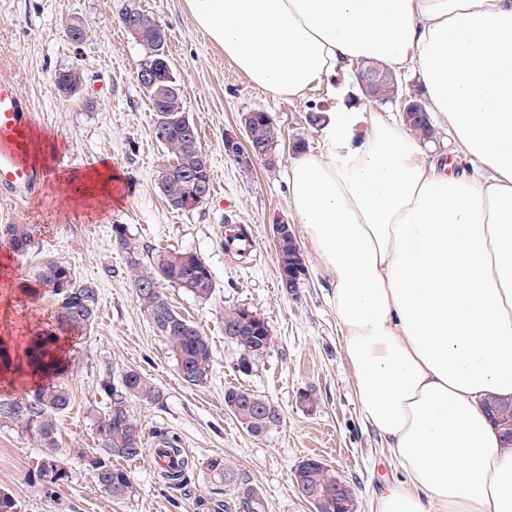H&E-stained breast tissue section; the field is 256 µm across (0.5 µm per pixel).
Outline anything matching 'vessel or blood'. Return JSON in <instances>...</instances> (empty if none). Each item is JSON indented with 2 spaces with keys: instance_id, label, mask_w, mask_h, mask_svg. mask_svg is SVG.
<instances>
[{
  "instance_id": "obj_1",
  "label": "vessel or blood",
  "mask_w": 512,
  "mask_h": 512,
  "mask_svg": "<svg viewBox=\"0 0 512 512\" xmlns=\"http://www.w3.org/2000/svg\"><path fill=\"white\" fill-rule=\"evenodd\" d=\"M34 123L28 101L15 80L0 75V191L32 193L52 179L53 170L33 168L20 159L24 133Z\"/></svg>"
}]
</instances>
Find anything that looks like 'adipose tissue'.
<instances>
[{"instance_id":"obj_1","label":"adipose tissue","mask_w":512,"mask_h":512,"mask_svg":"<svg viewBox=\"0 0 512 512\" xmlns=\"http://www.w3.org/2000/svg\"><path fill=\"white\" fill-rule=\"evenodd\" d=\"M197 27L279 99L328 86L290 204L331 279L366 421L406 478L373 512H512V451L481 401L512 397V0H186ZM375 60L420 78L470 170L425 151L350 82ZM109 167L58 174L111 197Z\"/></svg>"}]
</instances>
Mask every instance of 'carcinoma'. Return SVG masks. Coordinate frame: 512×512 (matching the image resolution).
Wrapping results in <instances>:
<instances>
[{"label":"carcinoma","instance_id":"carcinoma-1","mask_svg":"<svg viewBox=\"0 0 512 512\" xmlns=\"http://www.w3.org/2000/svg\"><path fill=\"white\" fill-rule=\"evenodd\" d=\"M127 17L144 32L139 42L142 57L138 68L153 65L158 58L149 37L153 17L134 2L121 14V18ZM255 119L260 126L258 145L264 155L271 157L268 165L273 166L274 159L278 158V133L268 113L258 111ZM405 123L420 138L435 136V129L428 118L416 120L411 117ZM154 130L156 139L167 153L180 163V172L172 175L160 190L166 201L178 203L180 197L192 191L196 184L206 193H211V170L204 161L193 122H157ZM43 232L44 227L37 224H3L0 226V244L8 245L13 252L25 253ZM112 233L118 246L126 253L136 301L158 335L167 341L182 380L189 385L203 383L208 378L212 362L209 339L170 307L162 285L167 283L198 300H207L215 288L209 266L197 255L179 251H157L145 261L127 236L124 225H112ZM276 250L280 285L287 293L293 294L305 272L304 259L293 232L289 231L277 239ZM29 282L45 289L59 301L56 314L47 323V331L43 332L34 349L26 351L24 363L32 365L41 359H49L57 337L66 335L73 340L92 328L97 319L98 294L90 283L77 281L71 269L55 259H45L34 265ZM224 336L241 351L239 368L242 371L249 370L253 362L266 355L272 342L265 321L240 307L224 310ZM68 370L65 365L53 371L40 386L24 392L21 404L16 407L9 404L8 398H0V427L15 431L39 448L59 447L58 418L69 409L72 401ZM102 391L106 401L102 413L95 416L97 447L80 450V457L94 471L100 490L114 501H123L132 496L133 485L128 473L112 465L111 458L134 459L142 455L144 447L142 427L130 401L156 402L160 400V391L136 370L123 373L115 387L109 381L104 383ZM224 402L242 427L254 437L281 423V409L248 389H227ZM158 441L181 460L178 472L164 473L170 486H187L196 468L195 457L185 452L174 435L162 432ZM203 466L213 479L235 483L234 512H266L264 498L249 483L236 481V474L223 458H209ZM33 472L41 485L48 489L67 483L71 477L70 472L54 468L43 455L36 459ZM293 482L297 487L301 485L326 496L325 501L318 503L319 512H354L351 488L323 462L312 465L302 460L293 472Z\"/></svg>","mask_w":512,"mask_h":512}]
</instances>
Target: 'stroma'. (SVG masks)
Listing matches in <instances>:
<instances>
[{
	"label": "stroma",
	"instance_id": "obj_1",
	"mask_svg": "<svg viewBox=\"0 0 512 512\" xmlns=\"http://www.w3.org/2000/svg\"><path fill=\"white\" fill-rule=\"evenodd\" d=\"M128 0H0V73L13 76L36 118L34 130L46 137L60 171H83L108 163L123 179L121 204L86 212L59 206L51 183L36 195L0 194V224H46L24 256H13L10 276L19 326L43 322L55 306L49 295H22L32 266L46 257L71 267L77 280L99 292V311L87 336L69 353L72 403L61 414L60 448L71 478L44 488L33 475L39 448L15 432L0 429V488L18 500L21 512H215L232 503L233 485L211 482L198 469L187 489L164 484L146 457L113 458L127 471L134 495L115 502L97 487L74 451L96 445L92 413L104 403L101 385L118 382L125 371L143 373L161 393L155 403L133 402L146 445L165 430L177 434L198 461L220 456L237 477L246 479L266 500L268 512H315L292 482L305 458L321 459L353 489L356 512H372L385 484L404 474L365 420L355 396L353 372L331 302V281L315 256L303 225L294 223L289 204V144H313L312 108L328 109L327 87L303 98H272L252 84L223 51L197 28L185 0H137L168 34L169 63L183 93V105L199 134L211 177L221 184L190 211L172 210L160 194L156 175L168 154L154 133L150 103L136 79L141 50L120 24ZM88 27L81 42L65 33L66 21ZM81 73L79 95L64 101L55 76ZM269 112L280 133L275 166L239 167L224 152L225 134H241V115ZM290 223L304 255L305 273L295 294L280 286L273 236L277 221ZM125 225L141 251L176 249L203 258L216 288L206 301L167 285L173 310L207 336L213 353L211 372L199 385L185 383L163 338L135 300L125 254L112 227ZM244 225L256 250L237 263L224 259L226 225ZM245 307L268 325L272 347L241 371L240 351L224 336V311ZM244 387L278 405L281 423L260 437L250 435L224 404V392ZM313 402L303 407L301 393Z\"/></svg>",
	"mask_w": 512,
	"mask_h": 512
}]
</instances>
